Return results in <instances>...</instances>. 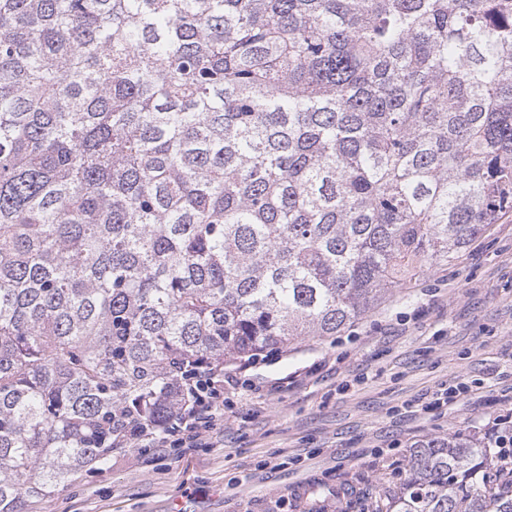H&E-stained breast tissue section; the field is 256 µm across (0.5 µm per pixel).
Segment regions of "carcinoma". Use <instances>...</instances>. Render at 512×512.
Listing matches in <instances>:
<instances>
[{
    "label": "carcinoma",
    "instance_id": "1",
    "mask_svg": "<svg viewBox=\"0 0 512 512\" xmlns=\"http://www.w3.org/2000/svg\"><path fill=\"white\" fill-rule=\"evenodd\" d=\"M509 212L512 0H0V512ZM386 512L512 491L432 439Z\"/></svg>",
    "mask_w": 512,
    "mask_h": 512
}]
</instances>
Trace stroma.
<instances>
[{
    "label": "stroma",
    "instance_id": "obj_1",
    "mask_svg": "<svg viewBox=\"0 0 512 512\" xmlns=\"http://www.w3.org/2000/svg\"><path fill=\"white\" fill-rule=\"evenodd\" d=\"M212 447L130 449L30 512H374L413 446L477 438L512 410V214L339 336H305L244 371ZM466 383L446 411L413 402Z\"/></svg>",
    "mask_w": 512,
    "mask_h": 512
}]
</instances>
